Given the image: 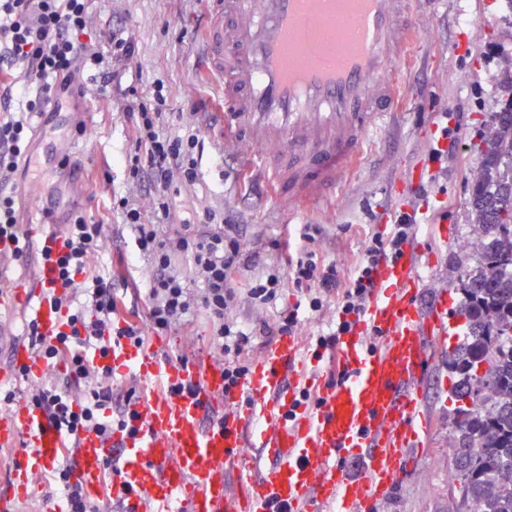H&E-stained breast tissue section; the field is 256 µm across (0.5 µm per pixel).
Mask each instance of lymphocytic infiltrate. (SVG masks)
Segmentation results:
<instances>
[{
    "instance_id": "f902f5d3",
    "label": "lymphocytic infiltrate",
    "mask_w": 512,
    "mask_h": 512,
    "mask_svg": "<svg viewBox=\"0 0 512 512\" xmlns=\"http://www.w3.org/2000/svg\"><path fill=\"white\" fill-rule=\"evenodd\" d=\"M89 0H0V100H19L16 111L0 115V240L9 242L15 257L37 254L40 265L51 267L59 285L51 303L62 311L57 329L44 334L37 321L26 324L34 360L64 364L63 382H49L30 391L28 402L40 410L64 436L62 460L48 477V486L65 500L67 512H89L82 487L71 479L76 445L82 435L95 434L111 441L115 429L133 430L132 402L143 391L136 380L118 384L112 379V347L121 340L141 344L147 334H160L176 325L189 324L197 311H205L214 352L199 351L198 360L219 355L224 380L239 385L250 371L255 332L228 310L245 300L253 306L276 309V320L266 328L269 336L294 335L299 325L297 309L280 307L285 284L305 291L308 309L321 311L326 298L338 299L336 330L318 337L317 351L335 354L340 336L348 333L364 312L383 260L398 256L415 232L417 220L399 213L387 237L367 238L363 258L350 275H341L313 248V225H305L299 238L289 243L286 269L271 268L259 279L240 286L243 228L230 219H217L204 210L190 221L181 218L168 191L174 182L193 185L199 178L198 156L204 142L198 128L179 135L167 130L163 81H155L151 97L137 87L122 86L119 65L134 54L132 38L122 30L108 32L109 53L92 43ZM96 71L99 99L121 88L127 104L124 116L135 131L133 147L120 151L119 160L133 185L148 198V205L130 196L118 206L123 228L131 234V258L146 257L147 279L116 274L94 267L90 258L101 249L102 221L70 214L55 231L54 246L34 248L19 227L16 195L10 183L30 150L29 114L44 111L78 82L84 70ZM177 224L175 236L161 237L158 227ZM188 262L200 284L191 291L175 266Z\"/></svg>"
}]
</instances>
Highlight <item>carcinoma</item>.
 <instances>
[{
    "label": "carcinoma",
    "instance_id": "carcinoma-1",
    "mask_svg": "<svg viewBox=\"0 0 512 512\" xmlns=\"http://www.w3.org/2000/svg\"><path fill=\"white\" fill-rule=\"evenodd\" d=\"M478 167L480 249L456 310L466 336L448 352L453 481L465 512H512V102L494 113Z\"/></svg>",
    "mask_w": 512,
    "mask_h": 512
}]
</instances>
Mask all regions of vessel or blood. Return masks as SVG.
Returning a JSON list of instances; mask_svg holds the SVG:
<instances>
[{
  "instance_id": "b4317fda",
  "label": "vessel or blood",
  "mask_w": 512,
  "mask_h": 512,
  "mask_svg": "<svg viewBox=\"0 0 512 512\" xmlns=\"http://www.w3.org/2000/svg\"><path fill=\"white\" fill-rule=\"evenodd\" d=\"M412 4L356 0L343 15L352 37L342 42L334 0H211L204 57L223 138L245 141L246 169L268 182L281 211L334 204L385 127L399 99L389 71L418 37ZM424 261L413 240L379 265L365 311L339 341L336 380L313 407L297 399L317 377L316 359L292 336L231 388L223 365L166 363L134 344L114 349V373H134L149 393L133 406L136 433L115 432L108 443L82 437L74 480L96 498L112 457V498L124 512H377L427 438L419 382L452 328L447 296L427 313L416 304ZM55 291L53 272L41 269L31 310L47 334L60 320L48 302ZM20 441L27 451L13 491L25 496L59 462L63 437L20 403L0 417V447ZM351 458L362 477L348 473ZM228 472L239 476L236 491L224 483Z\"/></svg>"
}]
</instances>
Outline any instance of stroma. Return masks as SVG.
<instances>
[{
    "mask_svg": "<svg viewBox=\"0 0 512 512\" xmlns=\"http://www.w3.org/2000/svg\"><path fill=\"white\" fill-rule=\"evenodd\" d=\"M92 28L100 49H107L102 31L123 23L135 44L133 57L125 64V81H138L141 91H150L154 81L168 90L169 129L179 132L191 120L192 111L214 109L212 92L200 70L203 38L208 21L206 0H90ZM417 18L424 40L407 52L406 65L395 77L402 107L389 128L371 138L357 170L336 193L333 210L308 208L303 223L292 224L270 197L244 198L239 179L242 149L224 145L222 126L202 132L204 150L199 159L200 178L193 186L173 185L170 197L183 214L209 207L244 224L247 247L259 251V264L242 270L243 278L262 274L266 267L286 265L288 253L282 243L298 236L302 224L319 228L316 249L349 272L361 259L363 232L387 236L400 209H417L421 229L417 238L427 264L417 304L429 310L440 294H447L449 311H456L460 294L458 268L467 262L459 240H475L469 201L477 172L478 150L494 112L512 102V81L498 82L506 59L512 58V10L505 0H419ZM123 98L113 95L102 101L94 96L64 98L68 126L47 115L32 118L35 135L31 151L44 154L48 142H56L58 155L69 158L66 169H53L42 190H33L34 177L19 166L13 181L19 188L17 216L23 225L35 220L39 194L55 198L49 221L66 223L71 211L92 218L108 215L112 195L130 187L113 155L131 147L134 131L121 114ZM87 125L86 135H77L75 122ZM440 148V164H430L428 153ZM420 182H413V175ZM437 224L452 228L455 243L444 244L434 232ZM303 295L295 288L282 292V304L299 305L301 326L297 333L307 350H315L317 337L331 332L336 306L322 311L304 308ZM439 352L424 385L425 410L432 419L430 434L415 455V463L380 508V512H458L459 500L449 491L452 442L445 410L444 382L448 380L449 348ZM24 447H0V497H10L12 512H45L61 506L57 496H47L44 482L33 494L11 497L13 462Z\"/></svg>",
    "mask_w": 512,
    "mask_h": 512,
    "instance_id": "stroma-1",
    "label": "stroma"
}]
</instances>
